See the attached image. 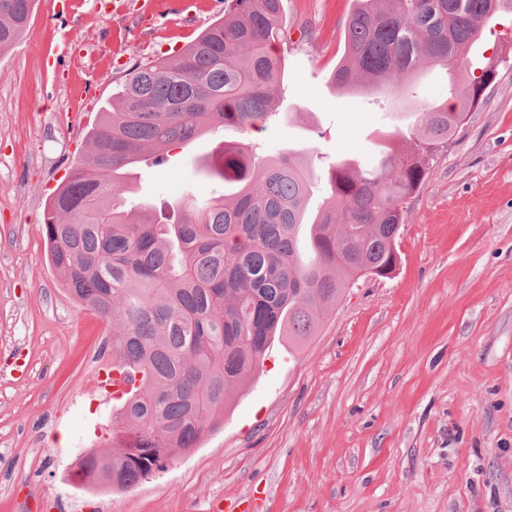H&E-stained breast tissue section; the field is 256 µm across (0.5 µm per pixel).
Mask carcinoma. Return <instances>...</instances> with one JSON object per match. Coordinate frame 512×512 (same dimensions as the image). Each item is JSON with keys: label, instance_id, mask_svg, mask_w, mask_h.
I'll list each match as a JSON object with an SVG mask.
<instances>
[{"label": "carcinoma", "instance_id": "1", "mask_svg": "<svg viewBox=\"0 0 512 512\" xmlns=\"http://www.w3.org/2000/svg\"><path fill=\"white\" fill-rule=\"evenodd\" d=\"M34 0H0V57L28 28ZM284 0H224V17L171 60L135 65L89 132L92 159L74 166L50 202L43 236L68 292L105 321L112 359L142 375L112 414L121 450L76 458L85 488L127 490L189 453L224 424L238 388L274 342L295 353L353 282L395 268L407 200L422 186L461 118L485 99L503 56L468 60L512 0H353L346 51L330 74L349 93L401 98L426 68L470 75L448 101L417 103L414 124L374 165L336 160L313 218L303 151L257 155L248 140L192 159L220 195L186 189L172 212L127 206L148 149L173 148L226 127L246 136L277 112L285 68ZM480 75H475L476 70ZM309 231L308 256L298 241Z\"/></svg>", "mask_w": 512, "mask_h": 512}]
</instances>
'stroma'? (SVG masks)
Masks as SVG:
<instances>
[{"instance_id": "obj_1", "label": "stroma", "mask_w": 512, "mask_h": 512, "mask_svg": "<svg viewBox=\"0 0 512 512\" xmlns=\"http://www.w3.org/2000/svg\"><path fill=\"white\" fill-rule=\"evenodd\" d=\"M195 2L184 16L157 0L155 35L123 41L112 0H37L0 58V512H512V57L409 198L393 273L347 288L296 359L273 345L194 451L125 492L74 483L112 424L113 401L92 395L112 361L95 359L105 326L50 263L44 211L127 71L224 15V0ZM349 9L286 0L288 117L251 134L307 149L315 207L330 157L369 161L410 123L409 106L331 85ZM191 181L211 194L185 156L144 162L130 200Z\"/></svg>"}]
</instances>
